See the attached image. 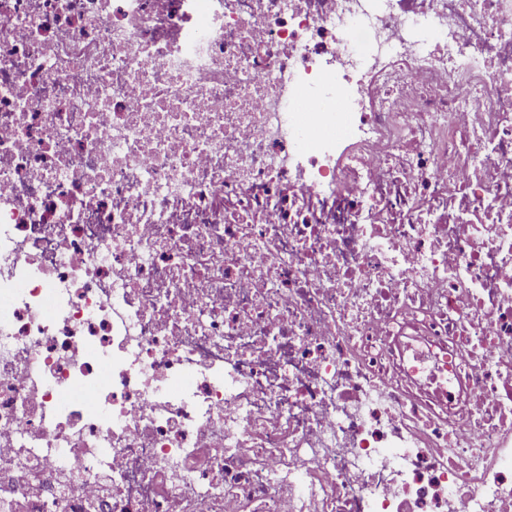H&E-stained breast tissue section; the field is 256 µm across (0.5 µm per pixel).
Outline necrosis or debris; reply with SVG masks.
I'll use <instances>...</instances> for the list:
<instances>
[{"label":"necrosis or debris","instance_id":"obj_1","mask_svg":"<svg viewBox=\"0 0 512 512\" xmlns=\"http://www.w3.org/2000/svg\"><path fill=\"white\" fill-rule=\"evenodd\" d=\"M18 503L512 512V0H0Z\"/></svg>","mask_w":512,"mask_h":512}]
</instances>
